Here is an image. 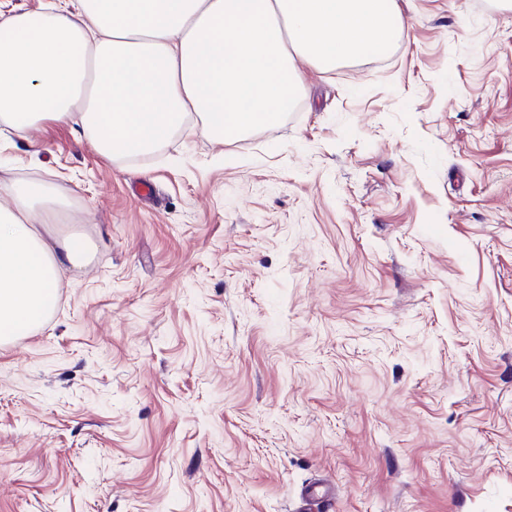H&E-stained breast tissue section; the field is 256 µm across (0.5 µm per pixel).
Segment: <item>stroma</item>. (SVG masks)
Instances as JSON below:
<instances>
[{
  "label": "stroma",
  "mask_w": 512,
  "mask_h": 512,
  "mask_svg": "<svg viewBox=\"0 0 512 512\" xmlns=\"http://www.w3.org/2000/svg\"><path fill=\"white\" fill-rule=\"evenodd\" d=\"M277 124L0 130L84 233L0 345V512H512V7L396 0Z\"/></svg>",
  "instance_id": "stroma-1"
}]
</instances>
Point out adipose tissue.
<instances>
[{"instance_id": "ef3b65f1", "label": "adipose tissue", "mask_w": 512, "mask_h": 512, "mask_svg": "<svg viewBox=\"0 0 512 512\" xmlns=\"http://www.w3.org/2000/svg\"><path fill=\"white\" fill-rule=\"evenodd\" d=\"M403 26L394 0H52L0 12V124L80 128L112 157H143L190 118L219 140L278 122L300 64L330 70L384 52ZM0 341L40 323L59 273L89 245L51 243L30 222L61 202L43 185L0 182Z\"/></svg>"}]
</instances>
